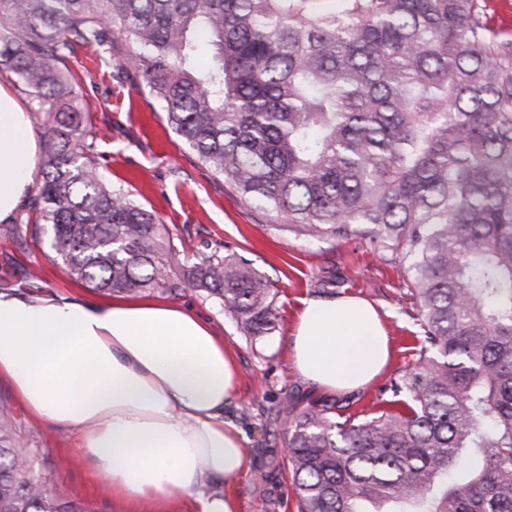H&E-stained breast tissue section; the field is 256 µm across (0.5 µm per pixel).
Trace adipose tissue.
<instances>
[{"mask_svg": "<svg viewBox=\"0 0 512 512\" xmlns=\"http://www.w3.org/2000/svg\"><path fill=\"white\" fill-rule=\"evenodd\" d=\"M39 161L24 104L0 85V222L25 202ZM390 338L368 301L306 300L290 339L295 371L317 387L352 392L386 366ZM39 421L72 430L113 496L171 512H233L206 491L247 467L243 432L224 418L234 360L190 308L74 293L0 292V379Z\"/></svg>", "mask_w": 512, "mask_h": 512, "instance_id": "adipose-tissue-1", "label": "adipose tissue"}]
</instances>
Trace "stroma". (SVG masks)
<instances>
[{
  "label": "stroma",
  "mask_w": 512,
  "mask_h": 512,
  "mask_svg": "<svg viewBox=\"0 0 512 512\" xmlns=\"http://www.w3.org/2000/svg\"><path fill=\"white\" fill-rule=\"evenodd\" d=\"M124 45L109 59L90 49L75 48L68 61L73 73L92 69L93 82H81L80 105L96 126H107L97 151L104 179L124 186L135 199L183 240L185 256L205 252L218 243L237 252L278 289L275 335L251 340L204 293H149L150 301L192 308L207 319L234 356L238 381L224 417L239 422L246 434L248 467L226 486L234 512H290L291 488L283 468L284 425L262 429L258 421L241 418L243 409L276 413L286 395L307 401L327 398V391L305 382L292 367L287 341L306 299L355 295L370 301L381 314L390 336V357L383 371L363 390L336 393L340 405L368 412L400 370L413 366L421 346V319L412 301L401 263L362 236L309 240L272 223L267 212L251 209L199 161L196 153L171 131L161 106L139 90L137 73L119 67ZM16 221L0 222V292H27L30 274H38L40 291L78 293L64 267L48 257L46 243L31 232L17 230ZM0 403L6 404L19 434H33L43 457L41 469L48 487L86 512H130L115 499L106 480L95 474L75 436L65 427L35 421L0 379Z\"/></svg>",
  "instance_id": "obj_1"
}]
</instances>
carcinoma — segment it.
<instances>
[{
  "label": "carcinoma",
  "instance_id": "obj_1",
  "mask_svg": "<svg viewBox=\"0 0 512 512\" xmlns=\"http://www.w3.org/2000/svg\"><path fill=\"white\" fill-rule=\"evenodd\" d=\"M0 0V72L44 114L34 233L109 294L201 291L252 339L274 286L103 179L67 60L126 46L168 126L250 208L314 240L360 232L409 273L413 368L375 415L284 398L295 512H512V38L480 0ZM0 407V512H83L16 452Z\"/></svg>",
  "mask_w": 512,
  "mask_h": 512
}]
</instances>
